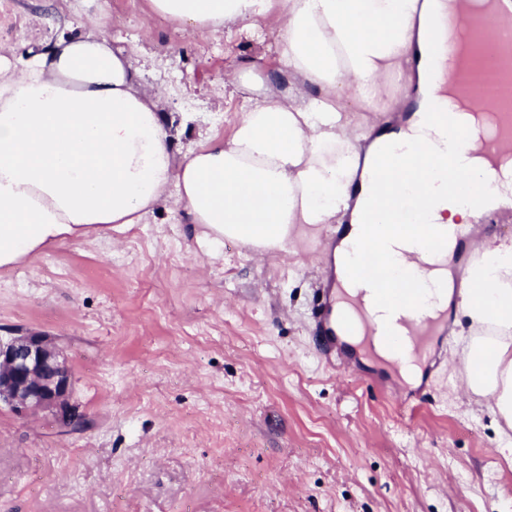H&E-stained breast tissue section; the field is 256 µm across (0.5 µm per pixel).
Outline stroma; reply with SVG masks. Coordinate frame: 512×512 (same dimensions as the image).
I'll return each mask as SVG.
<instances>
[{
  "instance_id": "1",
  "label": "stroma",
  "mask_w": 512,
  "mask_h": 512,
  "mask_svg": "<svg viewBox=\"0 0 512 512\" xmlns=\"http://www.w3.org/2000/svg\"><path fill=\"white\" fill-rule=\"evenodd\" d=\"M100 18L161 111L229 139L249 88L227 71L280 66L269 29L208 33L147 0H0V46L23 53ZM322 245L210 256L179 211L64 241L0 269V336H50L85 418L0 405V512H512V460L491 403L464 386L471 334L453 313L425 399L374 356L354 370L315 343Z\"/></svg>"
}]
</instances>
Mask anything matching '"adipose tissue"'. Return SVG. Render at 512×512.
Masks as SVG:
<instances>
[{
    "instance_id": "adipose-tissue-1",
    "label": "adipose tissue",
    "mask_w": 512,
    "mask_h": 512,
    "mask_svg": "<svg viewBox=\"0 0 512 512\" xmlns=\"http://www.w3.org/2000/svg\"><path fill=\"white\" fill-rule=\"evenodd\" d=\"M148 8L210 33L271 26L285 75L248 102L229 140L178 155L174 118L142 91L129 52L113 47L98 21L46 51L0 53V269L169 205L210 252L228 239L260 254L281 250L347 214L351 234L381 241L389 282L419 273V301L467 317L466 388L512 428V243L477 246L463 284L449 268L471 218L512 206V164L479 186L488 161L478 136L453 150L449 119L432 112L433 73L450 35L434 33L433 22L454 14V0H148ZM403 80L419 98L415 118L390 135L354 125L343 93L375 112ZM375 171L415 186L426 223H376L385 204ZM457 179L474 183L473 196L453 191ZM328 267L347 296L378 285L348 242L334 247Z\"/></svg>"
}]
</instances>
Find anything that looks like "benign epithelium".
<instances>
[{"instance_id":"benign-epithelium-1","label":"benign epithelium","mask_w":512,"mask_h":512,"mask_svg":"<svg viewBox=\"0 0 512 512\" xmlns=\"http://www.w3.org/2000/svg\"><path fill=\"white\" fill-rule=\"evenodd\" d=\"M72 376L63 352L41 333L0 338V403L18 415L46 411L62 426L81 417L70 402Z\"/></svg>"}]
</instances>
